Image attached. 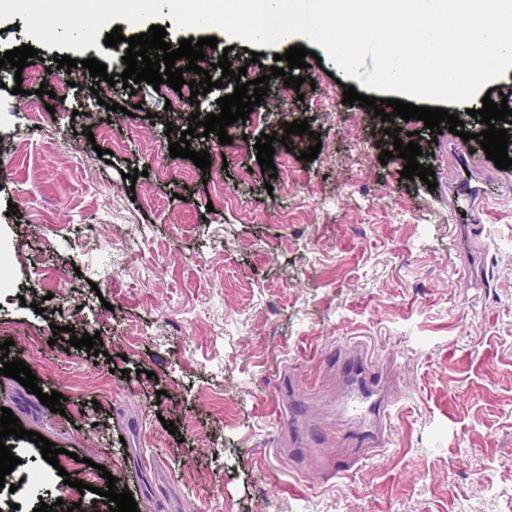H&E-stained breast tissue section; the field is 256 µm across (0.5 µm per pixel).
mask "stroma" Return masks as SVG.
I'll return each mask as SVG.
<instances>
[{
  "instance_id": "obj_1",
  "label": "stroma",
  "mask_w": 512,
  "mask_h": 512,
  "mask_svg": "<svg viewBox=\"0 0 512 512\" xmlns=\"http://www.w3.org/2000/svg\"><path fill=\"white\" fill-rule=\"evenodd\" d=\"M159 24L174 46L218 40L204 54L223 85L199 105L165 83L96 93L82 67L64 97L39 94L63 76L45 45L22 73L0 68V243L12 272L0 288V344L43 392L63 395L64 411L5 376L0 407L62 448L65 470L21 485L42 455L6 439L20 463L0 512L43 502L106 512L96 463L139 512H512V190L494 194L495 218L460 251L450 132L344 104V86L359 81L335 80L327 55L293 69L311 77L299 89L270 79L260 106L228 126L230 144L191 139L192 150L223 151L227 168L170 157L190 113H219L218 98L234 91L220 56L253 80L289 47L316 45L295 35L255 64L223 31ZM48 106L42 124L23 116ZM296 120L311 135L275 144L277 177L258 170L257 137ZM391 124L414 133L436 188L403 178L402 158L380 163ZM315 144L316 159H297ZM476 261L481 288L470 284ZM56 325L99 333L102 354L53 341ZM349 351L388 372L397 402L383 447L358 461L351 440L326 432ZM285 378L294 390L283 420L274 401ZM67 476L90 479L91 491Z\"/></svg>"
}]
</instances>
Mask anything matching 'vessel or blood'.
Returning <instances> with one entry per match:
<instances>
[{
  "label": "vessel or blood",
  "mask_w": 512,
  "mask_h": 512,
  "mask_svg": "<svg viewBox=\"0 0 512 512\" xmlns=\"http://www.w3.org/2000/svg\"><path fill=\"white\" fill-rule=\"evenodd\" d=\"M454 170L448 179V208L454 217H467L466 237H473L479 223L489 213L491 189L500 181L512 178V170L497 168L485 152L472 151L468 144L454 142L449 146ZM349 393L342 403V414L363 422L360 443L382 446L381 427L393 409V401L385 391L382 374L366 370L362 360L349 356Z\"/></svg>",
  "instance_id": "obj_1"
}]
</instances>
